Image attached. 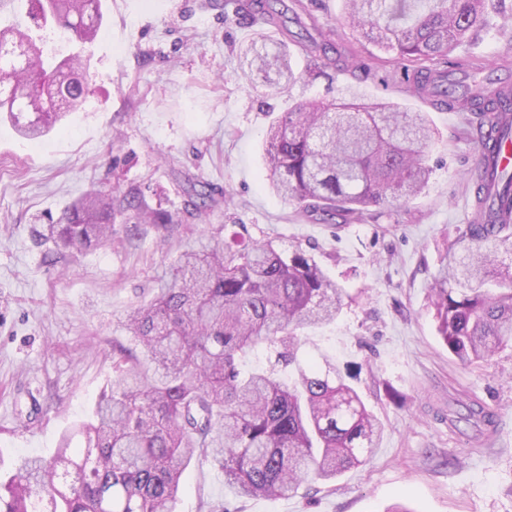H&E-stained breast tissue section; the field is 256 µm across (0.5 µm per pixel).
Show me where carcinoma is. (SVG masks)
<instances>
[{"label":"carcinoma","mask_w":512,"mask_h":512,"mask_svg":"<svg viewBox=\"0 0 512 512\" xmlns=\"http://www.w3.org/2000/svg\"><path fill=\"white\" fill-rule=\"evenodd\" d=\"M39 18L77 34L79 50L53 63L46 39L20 26L0 29V112L20 134L37 139L77 110L79 77L99 29L101 0H29ZM363 39L407 63L412 91L458 107L498 129L478 143L490 167L472 169L471 219L441 256L430 287L437 331L463 366L512 351V168L500 170L499 142L512 140V111L491 112L494 98L448 86L433 67L484 25L488 0H343ZM275 0L255 5L259 30L288 28ZM315 67L334 64L326 44L307 41ZM249 72L270 66L266 42H253ZM275 61L280 89L299 76ZM435 129L424 112L390 101L362 103L350 93L308 102L269 127L266 166L273 191L307 218L348 224L382 218L393 202L422 192L430 168L424 149ZM186 211L202 214L227 196L188 182ZM135 224H171L138 190L93 187L69 206L45 237L64 255L112 239L116 216ZM344 291L301 246L250 241L185 251L151 301L125 316L129 343L113 348L112 383L92 416L64 435L50 458L29 457L0 478V512H174L181 478L194 461L218 466L241 498L277 499L304 483L332 481L365 463L382 425L346 383L332 356L314 358L307 332L336 321ZM482 434L493 416L479 402L449 418ZM82 445L74 448V437Z\"/></svg>","instance_id":"carcinoma-1"}]
</instances>
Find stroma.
<instances>
[{
  "label": "stroma",
  "instance_id": "stroma-1",
  "mask_svg": "<svg viewBox=\"0 0 512 512\" xmlns=\"http://www.w3.org/2000/svg\"><path fill=\"white\" fill-rule=\"evenodd\" d=\"M302 33H330L344 66L314 77L297 41L285 51L301 79L278 92L245 80L240 52L256 37L235 0H101L102 23L86 62L89 93L61 127L30 141L0 119V472L52 456L62 434L88 416L112 379V347L127 342L124 317L171 275L186 246L217 243L225 226L254 240L298 244L349 300L336 322L312 331L313 350L334 356L384 430L369 461L336 481L279 499H244L207 462L186 470L175 512H512V354L462 366L437 332L432 275L471 216L466 170L476 143L469 115L402 93V66L359 37L342 0H299ZM452 60L512 74V25L490 15ZM428 113L438 137L425 149L426 189L379 222L300 220L269 186L267 131L281 112L344 91ZM193 178L233 201L193 220L183 185ZM138 187L173 224L112 226L110 245L67 260L41 236L90 187ZM477 400L495 415L477 436L448 414Z\"/></svg>",
  "mask_w": 512,
  "mask_h": 512
}]
</instances>
